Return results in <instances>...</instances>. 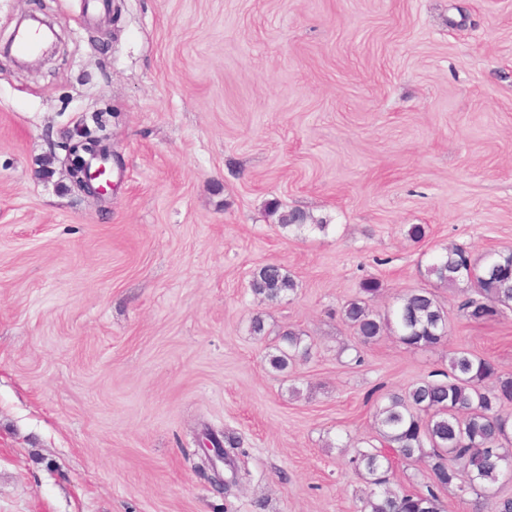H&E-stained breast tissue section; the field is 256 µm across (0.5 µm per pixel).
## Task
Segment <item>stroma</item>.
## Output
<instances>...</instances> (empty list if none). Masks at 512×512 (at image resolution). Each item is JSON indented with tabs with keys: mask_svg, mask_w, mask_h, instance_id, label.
Listing matches in <instances>:
<instances>
[{
	"mask_svg": "<svg viewBox=\"0 0 512 512\" xmlns=\"http://www.w3.org/2000/svg\"><path fill=\"white\" fill-rule=\"evenodd\" d=\"M28 11L65 50L0 59V512H357L341 447L376 395L459 346L512 374V312L467 320L424 275L451 243L512 250V0H0V42ZM97 114L102 203L60 163ZM267 263L295 294L252 293ZM368 278L383 315L434 288L448 343L354 354L338 312ZM288 329L314 347L283 375ZM209 429L248 451L227 493Z\"/></svg>",
	"mask_w": 512,
	"mask_h": 512,
	"instance_id": "35a3bbf8",
	"label": "stroma"
}]
</instances>
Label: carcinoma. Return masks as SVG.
I'll return each instance as SVG.
<instances>
[{"mask_svg":"<svg viewBox=\"0 0 512 512\" xmlns=\"http://www.w3.org/2000/svg\"><path fill=\"white\" fill-rule=\"evenodd\" d=\"M311 216L301 210L279 215L280 226L304 227ZM427 279L439 286L474 289L461 310L472 321H483L512 310V251L491 252L474 260L469 252L450 245L426 265ZM253 293L273 302L293 294L297 283L282 265L267 263L250 280ZM381 290L376 279L360 285L359 296L342 307V319L353 329L359 345L368 346L392 333L410 349H431L448 340V311L430 288L413 290L386 315L374 312L369 301ZM312 347L302 334L288 330L267 362L285 372L311 356ZM439 380L429 379L406 389L388 392L376 407L378 444L361 449L344 445L348 464L369 485L359 499L358 512H445L439 491L459 498L494 500L493 512H512V497L500 496L494 487L511 480L512 414L503 408L512 403V376L496 364L459 347L448 352V369ZM215 447L231 448L247 455L241 440L232 435L219 439L208 433ZM404 462L424 461L433 485L425 493H398L388 487L386 473L391 457Z\"/></svg>","mask_w":512,"mask_h":512,"instance_id":"1","label":"carcinoma"}]
</instances>
